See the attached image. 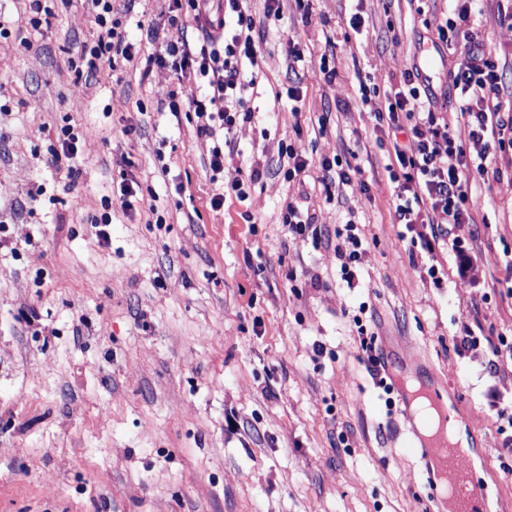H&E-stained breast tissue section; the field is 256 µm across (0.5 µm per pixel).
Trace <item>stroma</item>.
I'll list each match as a JSON object with an SVG mask.
<instances>
[{"mask_svg":"<svg viewBox=\"0 0 512 512\" xmlns=\"http://www.w3.org/2000/svg\"><path fill=\"white\" fill-rule=\"evenodd\" d=\"M172 6L131 0L132 59L79 77L69 61L97 35L80 0L36 30L31 0H0V512H433L401 452L395 372L371 371L357 315L467 417L488 512H512V151L494 158L502 180L473 184L476 223L426 254L420 225L394 221L388 139L359 94L415 65L443 95L461 61L436 47L448 0H395L397 45L378 37L381 0H312L307 21L295 0L269 19L246 0L265 39L246 69L252 116L212 135L192 107L168 111L178 76L150 62ZM481 8L510 108L512 27L491 23L497 0ZM66 125L78 154L54 166ZM289 143L306 176L286 177ZM337 155L363 173L330 201L319 163ZM252 169L246 198L212 207ZM291 204L321 242L287 232ZM350 220L365 253L348 283L336 231Z\"/></svg>","mask_w":512,"mask_h":512,"instance_id":"stroma-1","label":"stroma"}]
</instances>
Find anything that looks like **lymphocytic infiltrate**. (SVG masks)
Returning <instances> with one entry per match:
<instances>
[{"label": "lymphocytic infiltrate", "instance_id": "obj_1", "mask_svg": "<svg viewBox=\"0 0 512 512\" xmlns=\"http://www.w3.org/2000/svg\"><path fill=\"white\" fill-rule=\"evenodd\" d=\"M210 0H187L195 21L208 35L203 44L190 45L180 35L167 42L155 63L174 71L206 78L210 91L198 95L195 87L169 92L168 108L176 113L181 100H188L200 120L199 132L231 131L238 120L249 119L251 110L242 95L243 62L257 63L262 53L256 39L255 20L244 0H224L236 13L237 28L224 37L213 31L223 28V16L212 13ZM480 0H450L446 16L436 24L438 38L462 60L448 74V90L436 98L429 81L418 67L401 71L386 92L360 84L362 100H375V126L389 133L387 172L397 181L394 218L399 224H419L421 246L433 252L447 239L452 228L476 221L471 183L475 179L498 180L501 171L492 163L496 152L512 148V113L503 111L499 100L498 63L475 30L474 18ZM97 26V37L83 46L74 68L77 74L94 73L101 62L130 59L135 45L123 35L122 15L114 0H84ZM444 103L459 109L463 135L451 133L441 124L434 107Z\"/></svg>", "mask_w": 512, "mask_h": 512}]
</instances>
